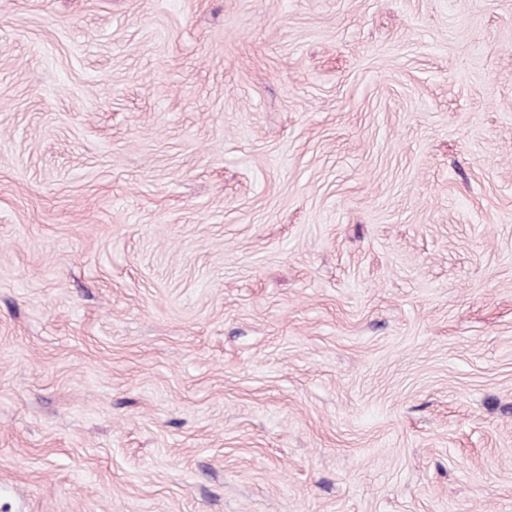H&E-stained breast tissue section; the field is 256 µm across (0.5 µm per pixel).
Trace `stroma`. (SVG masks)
<instances>
[{
  "mask_svg": "<svg viewBox=\"0 0 512 512\" xmlns=\"http://www.w3.org/2000/svg\"><path fill=\"white\" fill-rule=\"evenodd\" d=\"M0 512H512V0H0Z\"/></svg>",
  "mask_w": 512,
  "mask_h": 512,
  "instance_id": "stroma-1",
  "label": "stroma"
}]
</instances>
